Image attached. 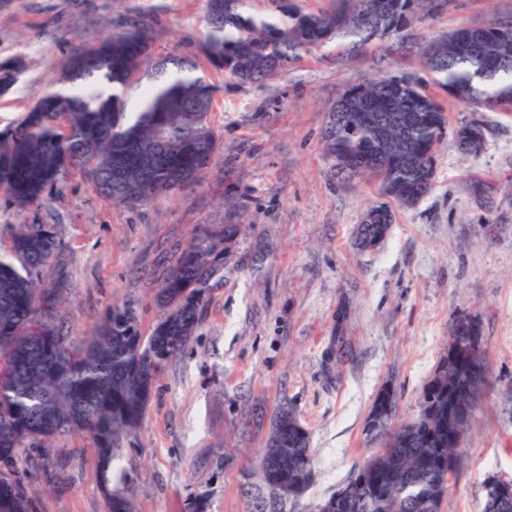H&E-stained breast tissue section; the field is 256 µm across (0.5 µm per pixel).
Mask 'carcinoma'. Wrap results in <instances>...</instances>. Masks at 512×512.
I'll return each instance as SVG.
<instances>
[{
    "label": "carcinoma",
    "instance_id": "obj_1",
    "mask_svg": "<svg viewBox=\"0 0 512 512\" xmlns=\"http://www.w3.org/2000/svg\"><path fill=\"white\" fill-rule=\"evenodd\" d=\"M246 0H207L201 51L208 62L241 84L276 78L300 52L336 43V60L359 55L380 43L386 55L419 9L436 0H334L330 10L304 12L293 0H276L279 17L244 14ZM467 25L412 44L432 81L468 104H512V18L492 19L482 49L459 50ZM154 30L148 19L131 23L76 51L61 65L55 82L64 85L39 99L24 118L0 130V188L23 208L60 190L73 168L115 204L130 208L196 182L218 149L209 116L212 86L188 57L154 64ZM7 77L25 68L13 57L0 65ZM153 82L129 101L118 93L138 73ZM400 114L403 138L378 140L363 113ZM459 148L477 153L481 125ZM443 106L421 83L393 66L377 69L346 90L326 115L323 151L329 169L343 182L381 179L383 193L414 206L434 188L435 149L446 137ZM366 155L384 161L358 170ZM378 213L371 232L384 234L390 208ZM239 225L200 226L190 244L175 254L155 303L163 316L144 332L136 312L114 306L98 330L73 347L53 323L51 291L40 273L63 250L51 224H24L10 240L12 260H0V512H32L34 489L13 470L22 448H43L61 436H79L96 453L106 512H136V487L124 452L136 445L160 374L195 335L203 301L224 282V264ZM470 320L457 322L445 355L423 390L420 410L396 433L365 434L380 448L355 466L346 485L355 500L329 512H441L446 473L457 470L459 449L451 435L468 431L485 380L483 351L469 345ZM395 394L385 389L371 412H395ZM290 406L272 419L259 459L263 490L277 491L276 512L300 497L313 478L309 433Z\"/></svg>",
    "mask_w": 512,
    "mask_h": 512
}]
</instances>
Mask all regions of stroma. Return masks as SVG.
I'll return each mask as SVG.
<instances>
[{
    "label": "stroma",
    "instance_id": "stroma-1",
    "mask_svg": "<svg viewBox=\"0 0 512 512\" xmlns=\"http://www.w3.org/2000/svg\"><path fill=\"white\" fill-rule=\"evenodd\" d=\"M205 13L206 0H5L0 62L21 55L26 68L0 94V129L52 89L76 49L146 17L155 56L195 54ZM493 16H512V0H447L442 10L417 11L411 31L424 41ZM382 64L376 47L343 62L324 47L262 86L204 66L216 88V154L194 185L142 208L106 202L78 172L23 209L0 191L1 250L18 225L33 222L55 225L63 240L43 279L59 287L55 323L76 344L115 305L131 306L150 330L173 254L198 225L228 223L227 205L238 211L224 282L159 377L125 454L138 512H182L196 495L209 512H253L258 461L285 403L307 429L315 461L312 484L284 512H317L378 450L364 431L378 392L392 388L398 421L412 420L462 318L478 328L487 374L442 512H482L488 478L512 479V109L469 105L432 86L448 122L435 187L414 206H395L385 240L359 250L357 226L384 197L378 180L331 175L325 113ZM471 121L485 130L476 154L456 145ZM38 455L66 481L40 480L33 512H105L92 449L58 438L26 450L16 470Z\"/></svg>",
    "mask_w": 512,
    "mask_h": 512
}]
</instances>
